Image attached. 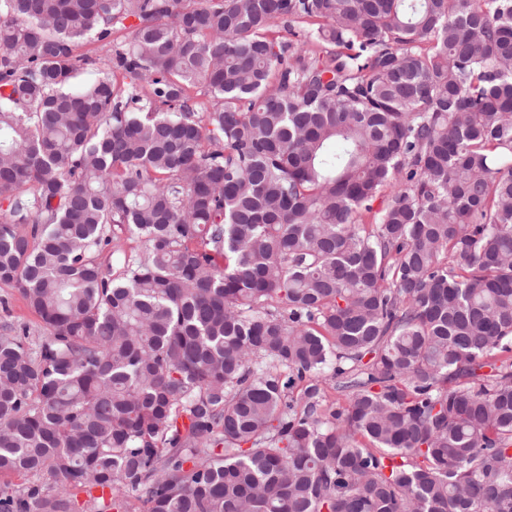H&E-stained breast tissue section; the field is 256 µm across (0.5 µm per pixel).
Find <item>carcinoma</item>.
Segmentation results:
<instances>
[{"mask_svg":"<svg viewBox=\"0 0 512 512\" xmlns=\"http://www.w3.org/2000/svg\"><path fill=\"white\" fill-rule=\"evenodd\" d=\"M0 283V512H512V0H0ZM4 324H11L17 329L27 327L32 338L43 333L39 318L27 307L18 290L0 284V327Z\"/></svg>","mask_w":512,"mask_h":512,"instance_id":"1","label":"carcinoma"}]
</instances>
